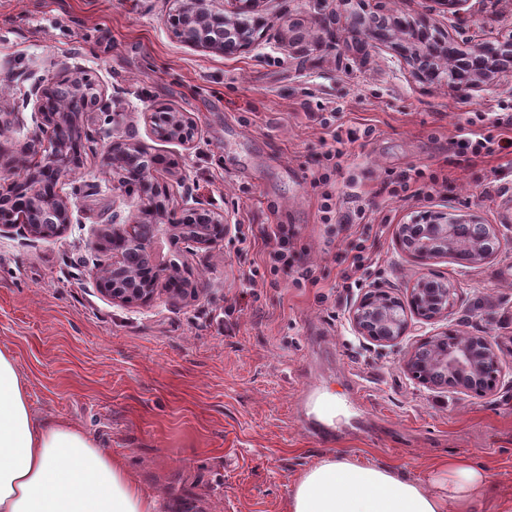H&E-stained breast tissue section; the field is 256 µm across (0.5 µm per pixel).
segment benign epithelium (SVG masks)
<instances>
[{
  "instance_id": "benign-epithelium-1",
  "label": "benign epithelium",
  "mask_w": 512,
  "mask_h": 512,
  "mask_svg": "<svg viewBox=\"0 0 512 512\" xmlns=\"http://www.w3.org/2000/svg\"><path fill=\"white\" fill-rule=\"evenodd\" d=\"M208 2L185 0L177 11V34L193 46L234 56L248 48L266 24V19L255 13L259 0H226L229 7L222 12L209 8ZM352 2L359 10L325 17L323 24L343 21L360 39L361 47L370 41L398 49L425 83L444 80L460 97L470 98L491 85L499 74L512 72V39L496 44L490 51L482 43L462 49L454 40L433 33L426 23L394 11L364 13V0H343L345 4ZM87 116L69 101L42 113L39 133L27 145L26 153H40L44 160L29 170L19 185L0 191V235L19 229L33 239H56L68 232L71 202L59 189L48 188L42 173H49L55 184L65 178L74 165L70 140L81 136ZM165 120L161 130L165 138L182 143L194 138V124L181 113L170 112ZM129 156L128 180L141 186L137 202L141 218L127 224H100L93 229L94 247L110 255L95 275L96 288L120 304L146 302L161 288L178 298L185 288L177 263L151 264L139 271L128 265L130 255L150 254L152 243L162 236L188 249L207 248L224 239L230 225L208 208H190L181 215L169 209V190L154 178L157 165L153 155L136 143L111 147L103 163L115 170ZM396 237L421 261L463 254L464 263L474 265L494 258L503 246L497 225L448 212L399 224ZM458 302L454 283L420 276L410 288L408 301L385 290L368 291L349 308L348 319L357 335L389 346L406 335L411 318L424 323L446 320ZM425 344L426 350L416 347L404 361L405 368L417 379L437 389L476 394L494 387L501 361L489 337L445 331Z\"/></svg>"
}]
</instances>
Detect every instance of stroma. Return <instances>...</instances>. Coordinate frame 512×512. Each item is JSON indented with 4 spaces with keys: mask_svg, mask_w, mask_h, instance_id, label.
<instances>
[{
    "mask_svg": "<svg viewBox=\"0 0 512 512\" xmlns=\"http://www.w3.org/2000/svg\"><path fill=\"white\" fill-rule=\"evenodd\" d=\"M461 42L512 37V0H471L452 15L437 0H367ZM177 0H0V186L41 122L43 89L90 79L99 103L82 166L68 174L72 226L54 240L0 236V348L25 379L32 410L76 424L122 457L160 512H288L307 467L342 451L429 481L434 462L486 466L512 501V152L473 157L469 129L512 117V73L462 98L417 80L399 54L351 48L343 26L324 31L336 0H259L268 20L243 53L182 41L168 19ZM182 113L194 142L159 137L153 114ZM351 138L334 145L322 121ZM127 141L167 159L156 173L174 208L224 216V240L189 250L162 239L157 260L180 264L195 292L121 305L96 288L105 253L91 230L131 221L136 195L102 161ZM340 148L338 167L326 154ZM413 169L437 176L417 197L386 184ZM338 211L323 213L325 193ZM363 205L368 220L337 217ZM497 224L502 253L469 266L421 263L397 244V225L434 211ZM295 227L290 251L316 285L264 271L275 225ZM366 239L370 259L351 266ZM460 287L447 323L411 325L396 345L355 335L347 311L365 292L405 295L423 274ZM491 337L503 373L483 395L436 390L403 368L407 351L442 329ZM336 395L345 412L320 441L312 401Z\"/></svg>",
    "mask_w": 512,
    "mask_h": 512,
    "instance_id": "1",
    "label": "stroma"
}]
</instances>
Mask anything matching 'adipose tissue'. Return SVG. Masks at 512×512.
Masks as SVG:
<instances>
[{"label": "adipose tissue", "mask_w": 512, "mask_h": 512, "mask_svg": "<svg viewBox=\"0 0 512 512\" xmlns=\"http://www.w3.org/2000/svg\"><path fill=\"white\" fill-rule=\"evenodd\" d=\"M423 483L336 452L293 485L288 512H487L485 468L448 460ZM0 512H159L126 462L69 422L34 416L13 355L0 349Z\"/></svg>", "instance_id": "adipose-tissue-1"}]
</instances>
